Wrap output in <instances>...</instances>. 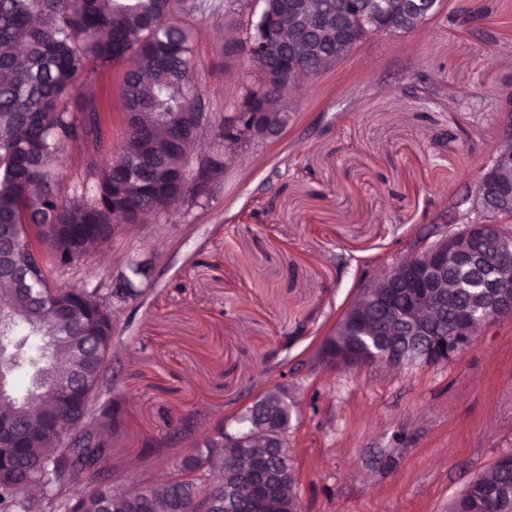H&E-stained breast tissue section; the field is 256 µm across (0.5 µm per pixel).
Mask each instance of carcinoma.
Here are the masks:
<instances>
[{"label":"carcinoma","instance_id":"1","mask_svg":"<svg viewBox=\"0 0 512 512\" xmlns=\"http://www.w3.org/2000/svg\"><path fill=\"white\" fill-rule=\"evenodd\" d=\"M200 7L198 0H0V298L9 309L0 336L11 343L0 352V370L28 382L24 393L0 400V423L23 432L20 441L0 435V512H196L202 497L208 512H241L230 493L239 481L232 466L250 449L224 444L222 424L175 471L204 465L225 473V484L176 477L135 497L112 483L111 442L98 429L103 421L118 425L119 401L106 396L112 316L135 290L125 277L107 295L85 287L43 295L54 269L78 264L112 237L114 225L143 224L161 204L206 193L198 180L222 175L224 163L209 157L198 179L187 176L200 129L192 45ZM267 21L263 10L245 39L227 48L247 75L253 66L274 70L292 51L288 35H262ZM299 51L318 77L316 55L334 54L335 45L308 37ZM125 60L119 93L133 148L111 154L65 191L50 160L91 136L101 145L92 84L98 70ZM266 94V83L250 84L237 111L255 112L250 101ZM150 138L166 140L162 155L139 153ZM468 302L465 290L449 296L443 321ZM290 421L287 389L277 386L238 415L230 432L274 435ZM266 467L294 471L291 449H266ZM81 483L89 490L73 494ZM493 487L512 488V468L494 465L473 479L450 512H482L483 493Z\"/></svg>","mask_w":512,"mask_h":512}]
</instances>
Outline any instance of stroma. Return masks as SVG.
I'll return each instance as SVG.
<instances>
[{
	"instance_id": "1",
	"label": "stroma",
	"mask_w": 512,
	"mask_h": 512,
	"mask_svg": "<svg viewBox=\"0 0 512 512\" xmlns=\"http://www.w3.org/2000/svg\"><path fill=\"white\" fill-rule=\"evenodd\" d=\"M194 82L233 112L250 83L226 59L224 0H203ZM485 8L476 27L448 14ZM124 64L98 77L104 143L70 146L66 184L126 138ZM512 81V0H443L426 26L379 34L288 96L277 135L242 145L214 189L116 227L57 285L108 287L134 263L108 374L123 396L108 468L129 488L172 472L194 438L287 383L301 512H449L512 454V318L448 361L311 367L366 281L408 254L449 200L474 192ZM193 434L169 441L170 427Z\"/></svg>"
}]
</instances>
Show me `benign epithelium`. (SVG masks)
Listing matches in <instances>:
<instances>
[{
    "label": "benign epithelium",
    "mask_w": 512,
    "mask_h": 512,
    "mask_svg": "<svg viewBox=\"0 0 512 512\" xmlns=\"http://www.w3.org/2000/svg\"><path fill=\"white\" fill-rule=\"evenodd\" d=\"M441 0H404L415 22L414 28L425 26L439 12ZM392 5L384 0H363L357 7L345 0H336L327 8L322 0H288V39L299 43L303 35L319 33L336 44V58L323 61L322 71L341 63L377 31V19L383 17ZM312 81L304 74L299 56L293 54L282 64L280 72L267 77L270 93L262 99L264 123L272 120L277 100L287 88L300 87ZM502 124L494 154L484 165L476 180L474 197L462 198L467 208L457 219H443L427 226L418 243L411 248L403 262L388 267L383 277L369 281L360 298L372 304L387 305L391 288L400 283L408 295V303L398 309L399 327L407 336H426L427 351L424 362L439 363L456 354L449 349L447 333L436 326L428 313L439 308L448 296V263L468 264L481 268L493 254L490 245L512 239V104L506 99L498 102ZM229 129L224 143L241 145L249 130L238 125V113L226 115ZM474 303L459 312V325L454 335H469L467 323H482L512 317V281L492 278L474 286ZM360 336L363 348L338 343L335 365L358 367L384 364L389 367L404 363L400 359L392 336L386 327H372L360 319H348L337 328L336 335ZM283 475L277 474L268 484L256 488L248 478L241 481L238 496L247 504L249 512H282L285 508L278 494Z\"/></svg>",
    "instance_id": "benign-epithelium-1"
}]
</instances>
